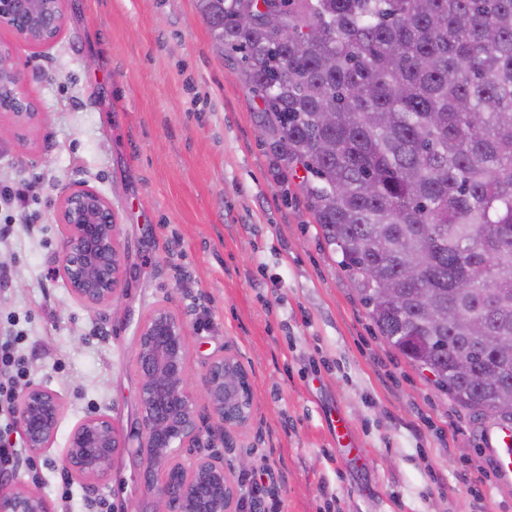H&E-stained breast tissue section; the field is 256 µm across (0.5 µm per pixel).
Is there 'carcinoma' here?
I'll return each instance as SVG.
<instances>
[{
    "instance_id": "cac0c4a2",
    "label": "carcinoma",
    "mask_w": 512,
    "mask_h": 512,
    "mask_svg": "<svg viewBox=\"0 0 512 512\" xmlns=\"http://www.w3.org/2000/svg\"><path fill=\"white\" fill-rule=\"evenodd\" d=\"M198 3L381 336L511 428L491 411L512 392V0Z\"/></svg>"
}]
</instances>
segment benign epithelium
Returning a JSON list of instances; mask_svg holds the SVG:
<instances>
[{"label":"benign epithelium","mask_w":512,"mask_h":512,"mask_svg":"<svg viewBox=\"0 0 512 512\" xmlns=\"http://www.w3.org/2000/svg\"><path fill=\"white\" fill-rule=\"evenodd\" d=\"M66 0H0V27L14 44L0 43V112L17 131L38 122L40 112L24 88L18 47L54 43L65 21ZM57 270L73 296L91 309L108 307L125 285L124 249L109 202L89 187L63 193L57 210ZM374 295L395 305L399 294L370 271ZM134 370L139 382L136 439L105 414L84 417L65 449L67 471L92 491L119 457L141 462L139 479L150 509L138 512H240L239 489L224 468L230 439L250 427L255 413L252 375L224 350L210 356L197 379L189 374L191 345L185 316L169 302L153 308L136 330ZM64 401L32 384L18 396V424L32 455L55 444ZM0 512H55L37 491L0 482Z\"/></svg>","instance_id":"obj_1"}]
</instances>
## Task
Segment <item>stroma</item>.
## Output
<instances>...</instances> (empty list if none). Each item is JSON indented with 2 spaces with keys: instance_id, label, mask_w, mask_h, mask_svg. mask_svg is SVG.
Listing matches in <instances>:
<instances>
[{
  "instance_id": "35a3bbf8",
  "label": "stroma",
  "mask_w": 512,
  "mask_h": 512,
  "mask_svg": "<svg viewBox=\"0 0 512 512\" xmlns=\"http://www.w3.org/2000/svg\"><path fill=\"white\" fill-rule=\"evenodd\" d=\"M42 122L0 115V336L23 332L28 379L61 394L53 448L9 471L57 512H136L127 456L94 491L63 454L89 413L134 425L139 320L186 316L191 374L230 348L255 380L252 425L224 462L243 499L281 512H512L484 421L379 335L309 207L302 175L257 134L261 100L218 54L196 0H68L58 39L20 49ZM97 190L120 226L126 283L103 310L57 271L61 194ZM248 456L240 470L239 456Z\"/></svg>"
}]
</instances>
